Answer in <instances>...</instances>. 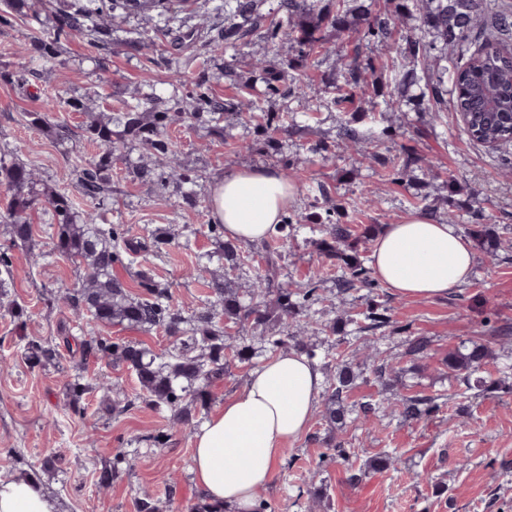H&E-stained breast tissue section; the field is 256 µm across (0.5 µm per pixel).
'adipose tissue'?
I'll return each instance as SVG.
<instances>
[{
	"instance_id": "ef3b65f1",
	"label": "adipose tissue",
	"mask_w": 512,
	"mask_h": 512,
	"mask_svg": "<svg viewBox=\"0 0 512 512\" xmlns=\"http://www.w3.org/2000/svg\"><path fill=\"white\" fill-rule=\"evenodd\" d=\"M298 188L272 167L225 173L211 186L214 223L225 239L267 238L295 201ZM469 241L451 225L410 213L386 225L371 253L374 276L401 298L439 299L467 283L473 266ZM324 378L304 355L277 354L254 369L196 433V484L226 512H254L284 448L308 430ZM0 512H54L52 502L24 478L0 481Z\"/></svg>"
}]
</instances>
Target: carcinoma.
<instances>
[{
  "mask_svg": "<svg viewBox=\"0 0 512 512\" xmlns=\"http://www.w3.org/2000/svg\"><path fill=\"white\" fill-rule=\"evenodd\" d=\"M408 13L418 21V27L428 30L432 39L425 41L411 34L402 36L399 61L394 65L393 80L397 89L405 93L413 87L423 86L422 95L439 104L445 96L471 106L476 112L489 99L500 100L503 94H512V69L500 55H483L488 47L507 52L512 48V6L499 5L493 0H400L395 12H374L361 0H338L336 13L325 14L319 0H280L275 16L269 22L257 12V0H224V42L236 43L257 39L275 48L289 44L288 55L279 65L263 69L266 93L270 97H295L302 90V72L307 68L315 50L323 45V32L331 28L345 43L340 55V69L336 80L329 83L324 93L328 99H319V105L344 111L348 100L356 94H366L376 76L374 59L365 52L372 43L388 41L397 24ZM101 14L97 0H82L74 11H60L52 17V35L30 42L26 51L44 62L56 58L60 44L70 34L80 32L82 21ZM451 74V86H445V74ZM73 112L87 115L83 137L100 146V151L79 170L78 184L83 194L98 208L107 206L111 193L112 167L124 159V149L135 142L167 159V170L160 173L145 168L141 177L147 178L160 191L172 185L192 184L202 178L194 169H187L177 159L174 145L166 137L169 127L176 124H199L207 133L224 137V123L237 122L244 111L253 112L258 106L239 101L221 102L208 92L203 80L196 81L189 94L176 100L175 111L166 109L141 112L138 107L124 112H94L81 97L67 102ZM32 126L45 129L59 140L69 138V129L51 121L45 112L29 114ZM293 120L286 112H266L257 138L247 145L255 152L267 153L275 136L288 134ZM340 137L354 144L358 154L374 155L380 141L378 136L358 137L345 128ZM418 162L411 152L396 157L392 168L394 181H399ZM0 184L11 191L6 212L0 223L6 226L14 243L31 239L32 224L28 211L43 205L54 220L52 254L66 258L83 267L81 286L66 290L62 298L74 312L88 314L103 326L121 325L129 328H159L171 339V347L154 352L132 340L96 336L81 340L64 336L68 344L75 343L81 357L108 358L122 365L136 377L140 393L127 401V406L141 403L156 410L173 413L175 421L187 422L191 407L204 408L211 403L209 387L229 374L230 359L244 361L250 357L251 346L232 344L233 336L227 332L228 323L238 327L263 326L276 316L280 324L278 333L264 337L273 350L288 346L292 341L298 349L312 358L314 350L303 349L297 337L288 333L289 321L309 318L307 308L319 299L320 280L309 279L306 286L296 290L276 282L269 275L258 274L255 288L244 299L230 286L225 274L214 273L208 282L212 301L202 311H185L173 305L165 291L159 288L151 268L142 267L135 272L140 294L133 296L127 283L114 274V267L129 257L142 253L159 256L173 243L171 231L165 228L136 234L125 224H98L90 213L76 210L70 196L51 187H38L31 168L21 162H6L0 158ZM338 206L314 211L308 219L312 224L325 227V236L314 241L316 251L343 263L345 272L341 284L344 289L379 287L357 252L358 240L352 238L351 227L340 221ZM293 229L290 217H283L259 247L224 240V225L210 224L208 232L215 237L222 256L235 264L257 262L271 271L280 259L273 244L288 237ZM14 279V269L8 253L0 252V296ZM430 342L415 338L408 343V355L413 360L428 357ZM24 358L31 367L46 366L59 358L58 346L48 341L31 340L23 346ZM491 356L485 345L448 353V370L478 371L484 360ZM350 380L341 372L330 385L325 419L331 424L343 416L342 396ZM74 410H80L83 395L92 386L77 376L68 383ZM440 405L433 398H410L401 401V414L413 418L438 412ZM127 463L125 456L115 455L112 468L99 476V484L108 486Z\"/></svg>",
  "mask_w": 512,
  "mask_h": 512,
  "instance_id": "carcinoma-1",
  "label": "carcinoma"
}]
</instances>
